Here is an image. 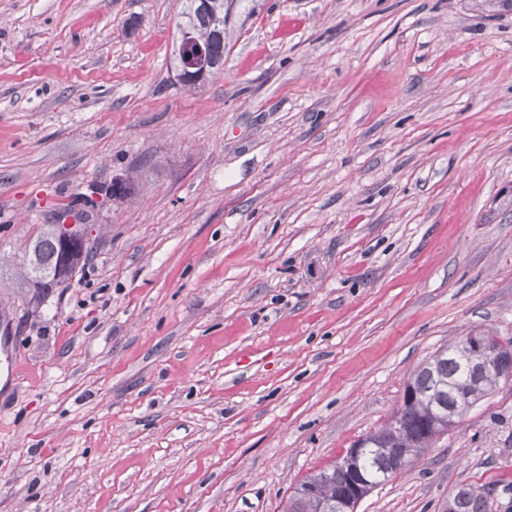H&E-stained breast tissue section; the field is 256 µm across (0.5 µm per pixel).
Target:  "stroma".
I'll return each instance as SVG.
<instances>
[{
	"label": "stroma",
	"instance_id": "obj_1",
	"mask_svg": "<svg viewBox=\"0 0 512 512\" xmlns=\"http://www.w3.org/2000/svg\"><path fill=\"white\" fill-rule=\"evenodd\" d=\"M183 0H0V512H283L414 369L512 342V5L238 0L179 83ZM93 250L14 287L54 204ZM512 512V377L357 512ZM491 490L485 487L463 486L448 498V512H485V502Z\"/></svg>",
	"mask_w": 512,
	"mask_h": 512
}]
</instances>
